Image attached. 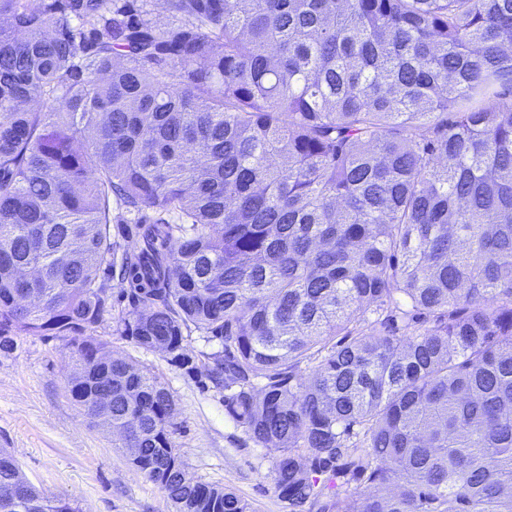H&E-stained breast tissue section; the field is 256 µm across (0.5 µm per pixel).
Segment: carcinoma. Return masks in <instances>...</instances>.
<instances>
[{"instance_id":"1","label":"carcinoma","mask_w":512,"mask_h":512,"mask_svg":"<svg viewBox=\"0 0 512 512\" xmlns=\"http://www.w3.org/2000/svg\"><path fill=\"white\" fill-rule=\"evenodd\" d=\"M154 3L0 0V355L67 341L175 512L253 508L186 476L108 317L204 368L291 505L512 512V0ZM0 512L77 509L0 448Z\"/></svg>"}]
</instances>
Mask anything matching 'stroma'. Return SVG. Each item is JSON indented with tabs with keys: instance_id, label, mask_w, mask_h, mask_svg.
Returning <instances> with one entry per match:
<instances>
[{
	"instance_id": "35a3bbf8",
	"label": "stroma",
	"mask_w": 512,
	"mask_h": 512,
	"mask_svg": "<svg viewBox=\"0 0 512 512\" xmlns=\"http://www.w3.org/2000/svg\"><path fill=\"white\" fill-rule=\"evenodd\" d=\"M103 322L98 338L114 356L133 358L165 383L176 403L173 439L196 481L231 488L254 512L297 509L275 488L273 460L224 414V393L205 375L190 376L162 353L114 335ZM68 356L61 339L23 336L19 349L0 357V448L12 451L23 473L49 497L79 512H173L159 488L130 463L111 429L83 417L66 385Z\"/></svg>"
}]
</instances>
